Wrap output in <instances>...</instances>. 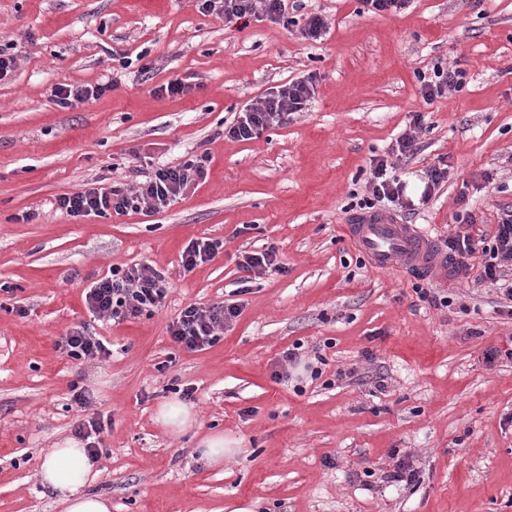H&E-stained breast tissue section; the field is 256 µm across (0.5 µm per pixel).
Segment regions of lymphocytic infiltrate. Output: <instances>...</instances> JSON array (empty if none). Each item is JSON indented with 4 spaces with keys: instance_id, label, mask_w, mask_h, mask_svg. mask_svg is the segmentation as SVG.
<instances>
[{
    "instance_id": "lymphocytic-infiltrate-1",
    "label": "lymphocytic infiltrate",
    "mask_w": 512,
    "mask_h": 512,
    "mask_svg": "<svg viewBox=\"0 0 512 512\" xmlns=\"http://www.w3.org/2000/svg\"><path fill=\"white\" fill-rule=\"evenodd\" d=\"M206 11L222 16L225 24L235 25L250 19L267 18L276 22L283 19L288 0H204ZM315 93L313 77L290 80L275 91L255 97L229 125L227 138L249 141L269 128L282 125L292 114L302 111ZM208 154L189 157L175 166L153 168L144 180L126 187H118L98 179L76 191L59 195L58 210L74 219L127 212L157 213L184 196L207 174ZM448 180V165L441 162L430 166L423 178L424 188L419 200L406 194L407 185L394 173V165L387 157L376 155L370 161L366 182L367 196L360 211L378 214L398 211L417 213L419 205L428 204L435 190ZM493 237L476 230L473 215L457 216L458 226L445 239L444 245L458 271L468 270V261L482 254L480 282L490 284L503 299L512 302V207L500 209ZM164 272L150 264L127 268H112L87 289V310L98 320L115 322L153 315L163 305L168 294ZM240 314L236 304H191L185 307L169 325L172 341L187 351H199L215 344L224 326ZM63 354L75 360L106 361L112 352L104 340L78 326L68 331L57 343Z\"/></svg>"
}]
</instances>
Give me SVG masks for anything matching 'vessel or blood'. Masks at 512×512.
Returning <instances> with one entry per match:
<instances>
[{"label":"vessel or blood","mask_w":512,"mask_h":512,"mask_svg":"<svg viewBox=\"0 0 512 512\" xmlns=\"http://www.w3.org/2000/svg\"><path fill=\"white\" fill-rule=\"evenodd\" d=\"M357 250L378 269H403L436 281L448 279V255L412 224L386 217L365 219L347 227Z\"/></svg>","instance_id":"vessel-or-blood-1"}]
</instances>
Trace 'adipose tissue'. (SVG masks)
Here are the masks:
<instances>
[{
	"label": "adipose tissue",
	"mask_w": 512,
	"mask_h": 512,
	"mask_svg": "<svg viewBox=\"0 0 512 512\" xmlns=\"http://www.w3.org/2000/svg\"><path fill=\"white\" fill-rule=\"evenodd\" d=\"M97 476L83 443L72 438L57 441L44 455L39 470L42 486L54 492L62 512H112L107 497L89 490Z\"/></svg>",
	"instance_id": "adipose-tissue-1"
}]
</instances>
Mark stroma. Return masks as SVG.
Wrapping results in <instances>:
<instances>
[{
  "label": "stroma",
  "mask_w": 512,
  "mask_h": 512,
  "mask_svg": "<svg viewBox=\"0 0 512 512\" xmlns=\"http://www.w3.org/2000/svg\"><path fill=\"white\" fill-rule=\"evenodd\" d=\"M312 13L330 21L317 42L299 33ZM292 17L236 28L200 0H0V46L16 59L0 81V512H61L37 473L74 434L75 384L110 420L90 490L112 512H222L255 498L269 512H512V361L483 362L512 340V316L480 282L481 258L441 284L452 304L436 309L406 271L363 264L344 232L372 156L416 112L419 149L397 163L408 195L434 162L449 169L414 224L442 240L462 210L490 231L512 206V0H412L384 16L364 0H303ZM116 52L147 53L152 75L114 66ZM437 60L465 84L427 103L416 73ZM309 74L304 111L250 141L224 137L251 99ZM176 78L192 93L157 94ZM110 80L76 107L54 100L55 87ZM138 151L170 166L190 153L212 161L194 193L158 213L57 212V196L92 180L124 182ZM28 210L36 221L15 222ZM202 238L224 247L185 272L183 249ZM271 244L284 271L239 293L240 254ZM143 263L166 274L164 308L95 320L86 288ZM222 301L241 313L219 342L174 346L181 309ZM80 324L109 343L108 362L58 350ZM296 342L325 360L299 394L273 376ZM186 387L198 423L174 435L154 416ZM213 431L239 448L218 467L196 450ZM400 457L415 486L367 476Z\"/></svg>",
  "instance_id": "1"
}]
</instances>
